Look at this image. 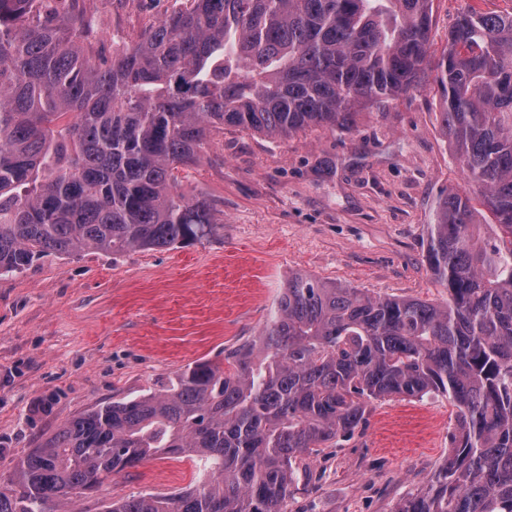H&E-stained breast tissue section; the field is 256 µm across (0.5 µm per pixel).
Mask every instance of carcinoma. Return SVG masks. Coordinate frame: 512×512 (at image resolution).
<instances>
[{
	"mask_svg": "<svg viewBox=\"0 0 512 512\" xmlns=\"http://www.w3.org/2000/svg\"><path fill=\"white\" fill-rule=\"evenodd\" d=\"M38 2L0 0V275L208 239L224 225L178 172L210 132L350 129L426 67L470 191H440L428 225L446 301L295 273L224 363L64 423L0 484V512H76L167 456L194 461L197 484L104 512H284L299 468L362 432L370 402L440 394L456 408L448 456L394 512H512V12L461 16L436 57L433 0H189L107 60L67 0Z\"/></svg>",
	"mask_w": 512,
	"mask_h": 512,
	"instance_id": "cac0c4a2",
	"label": "carcinoma"
}]
</instances>
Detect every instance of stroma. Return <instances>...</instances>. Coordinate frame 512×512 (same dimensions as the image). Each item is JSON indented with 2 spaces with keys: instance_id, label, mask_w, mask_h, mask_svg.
<instances>
[{
  "instance_id": "1",
  "label": "stroma",
  "mask_w": 512,
  "mask_h": 512,
  "mask_svg": "<svg viewBox=\"0 0 512 512\" xmlns=\"http://www.w3.org/2000/svg\"><path fill=\"white\" fill-rule=\"evenodd\" d=\"M187 0H77L90 40L134 43ZM512 12V0H434L431 50L474 10ZM433 73L361 115L354 128H317L272 141L227 129L208 135L178 173L204 197L223 233L202 242L116 255L50 258L0 277V479L65 422L102 402L165 388L190 363L220 362L269 321L289 274L372 295L441 299L425 261L440 190L467 191L440 129ZM447 397L372 405L363 434L327 451L284 512H394L448 452ZM198 479L185 458L149 459L113 479L81 512Z\"/></svg>"
}]
</instances>
